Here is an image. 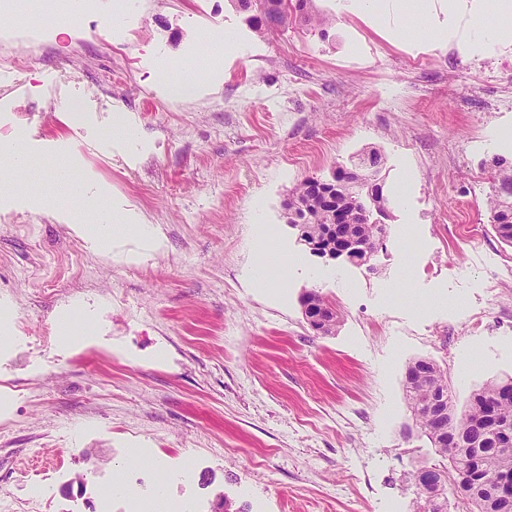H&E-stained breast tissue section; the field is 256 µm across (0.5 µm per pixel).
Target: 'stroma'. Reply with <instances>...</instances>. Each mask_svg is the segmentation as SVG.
<instances>
[{"label": "stroma", "instance_id": "35a3bbf8", "mask_svg": "<svg viewBox=\"0 0 512 512\" xmlns=\"http://www.w3.org/2000/svg\"><path fill=\"white\" fill-rule=\"evenodd\" d=\"M313 0L324 32L256 29L231 0H135L112 31L98 15L14 45L0 78V142L30 155L43 204L0 193V499L28 512L29 486L53 485L38 512H128L100 483L196 460L193 485L166 499L187 512H413L417 467L437 462L405 401L406 372L438 364L457 410L512 377V277L486 283V259L512 268L490 223L492 163L512 162V70L479 64L473 14L512 29L488 0H427L423 15ZM232 33L224 57L215 50ZM124 56L112 53L114 37ZM194 81L183 98L165 93ZM82 103L74 111L72 103ZM130 114V135L111 132ZM376 152L390 199L371 267L325 261L298 243L283 204L309 177ZM87 182L116 224L135 214L164 246L116 236L90 249L68 225L86 209L57 177ZM467 224L481 227L466 238ZM293 258L288 280L251 277L258 233ZM315 291L337 312L308 325ZM76 313L75 340L60 322ZM143 449L132 464L128 451ZM308 293H306L302 299L306 320L311 329L316 333L328 335L333 324L336 322V310L326 302L317 303L324 299L315 291L309 293L310 299L313 300L310 301Z\"/></svg>", "mask_w": 512, "mask_h": 512}]
</instances>
